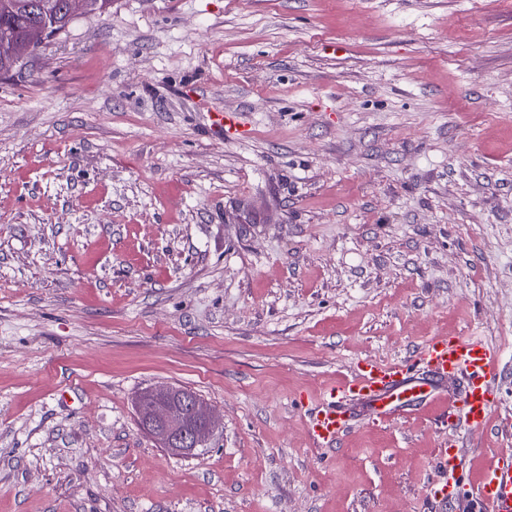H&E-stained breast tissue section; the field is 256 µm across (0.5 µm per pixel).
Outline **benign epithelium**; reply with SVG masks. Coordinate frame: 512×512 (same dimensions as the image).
<instances>
[{
    "label": "benign epithelium",
    "instance_id": "7a95c632",
    "mask_svg": "<svg viewBox=\"0 0 512 512\" xmlns=\"http://www.w3.org/2000/svg\"><path fill=\"white\" fill-rule=\"evenodd\" d=\"M44 43V32L33 29L29 32L26 42L17 49L19 61H25ZM176 387L159 386L148 389L141 394V401L153 399L148 407H139L138 415L143 419V426L155 440L172 454L187 456L198 448L207 444L212 436L213 429L219 424L220 418L203 400H193L190 404V413L203 427L191 435L183 430L182 418L165 404L166 398L177 392Z\"/></svg>",
    "mask_w": 512,
    "mask_h": 512
}]
</instances>
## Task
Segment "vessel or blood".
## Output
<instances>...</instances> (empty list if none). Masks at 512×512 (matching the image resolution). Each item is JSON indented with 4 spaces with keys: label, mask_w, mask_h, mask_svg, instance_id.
Segmentation results:
<instances>
[{
    "label": "vessel or blood",
    "mask_w": 512,
    "mask_h": 512,
    "mask_svg": "<svg viewBox=\"0 0 512 512\" xmlns=\"http://www.w3.org/2000/svg\"><path fill=\"white\" fill-rule=\"evenodd\" d=\"M500 363L499 348L480 336H435L412 357L360 362L310 408L313 441L332 446L354 427L355 415L380 417L435 399L439 382L455 378L448 394L449 439L442 458L448 478L443 500L451 505L472 501L481 512H512V449L498 450L474 485L463 479L466 461L458 448L460 432L484 430L491 423V391Z\"/></svg>",
    "instance_id": "obj_1"
}]
</instances>
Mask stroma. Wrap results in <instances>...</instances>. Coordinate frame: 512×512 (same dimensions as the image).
<instances>
[{"label": "stroma", "mask_w": 512, "mask_h": 512, "mask_svg": "<svg viewBox=\"0 0 512 512\" xmlns=\"http://www.w3.org/2000/svg\"><path fill=\"white\" fill-rule=\"evenodd\" d=\"M471 335L475 482L512 448V0H112L0 80V512H434L447 401L331 448L304 407ZM158 384L223 415L194 455L140 425Z\"/></svg>", "instance_id": "stroma-1"}]
</instances>
